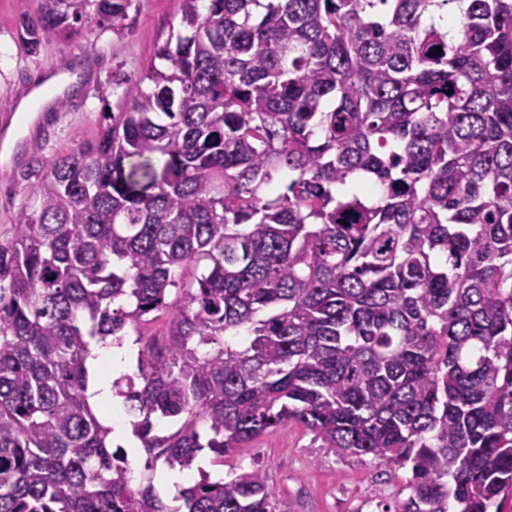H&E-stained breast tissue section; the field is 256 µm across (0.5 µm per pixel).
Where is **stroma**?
<instances>
[{"mask_svg": "<svg viewBox=\"0 0 512 512\" xmlns=\"http://www.w3.org/2000/svg\"><path fill=\"white\" fill-rule=\"evenodd\" d=\"M179 27V0H132L122 26L88 15L69 41L43 44L27 54L19 39L18 0H0V117L30 78L48 67L84 69L75 105L55 112L47 136L29 155L48 157L91 138L104 109L119 111L125 82L136 80L169 31ZM264 469L277 487L283 512H381L394 504L400 484L383 465L327 447L296 425L267 432L249 447L226 455L220 476Z\"/></svg>", "mask_w": 512, "mask_h": 512, "instance_id": "obj_1", "label": "stroma"}]
</instances>
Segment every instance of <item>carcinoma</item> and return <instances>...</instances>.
<instances>
[{
    "instance_id": "cac0c4a2",
    "label": "carcinoma",
    "mask_w": 512,
    "mask_h": 512,
    "mask_svg": "<svg viewBox=\"0 0 512 512\" xmlns=\"http://www.w3.org/2000/svg\"><path fill=\"white\" fill-rule=\"evenodd\" d=\"M179 2L167 67L94 139L13 173L0 512H281L261 468L199 467L170 499L155 479L288 424L406 471L382 512H502L512 0ZM129 4L20 0L22 46ZM128 327L139 370L112 395L146 455L136 488L88 395L92 347Z\"/></svg>"
}]
</instances>
